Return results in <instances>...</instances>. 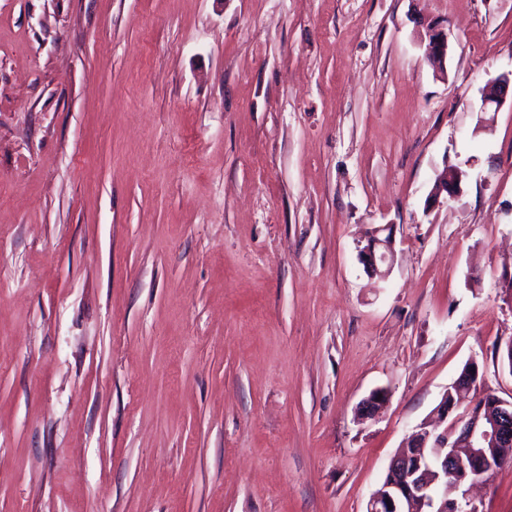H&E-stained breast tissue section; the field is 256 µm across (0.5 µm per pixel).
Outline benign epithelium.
I'll use <instances>...</instances> for the list:
<instances>
[{
  "label": "benign epithelium",
  "mask_w": 512,
  "mask_h": 512,
  "mask_svg": "<svg viewBox=\"0 0 512 512\" xmlns=\"http://www.w3.org/2000/svg\"><path fill=\"white\" fill-rule=\"evenodd\" d=\"M429 59L441 69L448 55V35L430 28ZM512 90V71L489 80L482 95V110L499 108ZM458 172L442 171L436 179L430 201L460 192ZM366 267L375 270L384 264L392 268L394 247L391 225L371 231L360 249ZM474 384L464 378L448 386L436 407L442 428L417 426L403 449L389 462L382 489L368 502L366 512H478L467 497L465 486L473 475L482 476L512 459V402L496 395L481 397L453 419L448 415L461 407ZM388 398L383 389L373 390L362 402V414L371 418ZM466 450L469 463L462 464L460 451Z\"/></svg>",
  "instance_id": "1"
}]
</instances>
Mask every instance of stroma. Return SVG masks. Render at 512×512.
I'll use <instances>...</instances> for the list:
<instances>
[{
  "label": "stroma",
  "instance_id": "stroma-1",
  "mask_svg": "<svg viewBox=\"0 0 512 512\" xmlns=\"http://www.w3.org/2000/svg\"><path fill=\"white\" fill-rule=\"evenodd\" d=\"M511 70L512 0H0V512H365L467 361L512 401ZM426 36L428 38L429 59L434 67L442 70L448 55V35L434 28H429ZM482 95V110L489 108L497 110L506 100L509 89H511L512 99V70L508 73H502L486 83ZM461 179L457 171L448 172V167L442 171L436 179L435 188L430 196V202H436L445 193L448 197H453L460 192ZM383 232L387 234L382 237ZM360 255L366 267L375 270L378 264H386L387 271H390L395 258L391 225L374 228L368 237L367 244L360 249Z\"/></svg>",
  "mask_w": 512,
  "mask_h": 512
}]
</instances>
